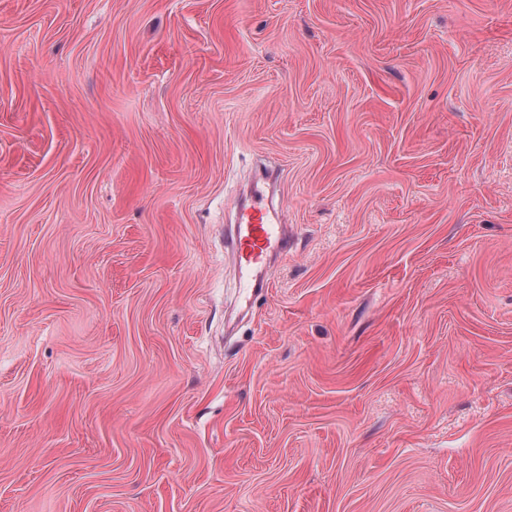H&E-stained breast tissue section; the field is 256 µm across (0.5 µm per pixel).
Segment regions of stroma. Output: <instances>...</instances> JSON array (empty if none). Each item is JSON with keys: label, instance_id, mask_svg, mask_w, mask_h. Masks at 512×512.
<instances>
[{"label": "stroma", "instance_id": "stroma-1", "mask_svg": "<svg viewBox=\"0 0 512 512\" xmlns=\"http://www.w3.org/2000/svg\"><path fill=\"white\" fill-rule=\"evenodd\" d=\"M0 512H512V0H0ZM264 190L255 185L242 204L232 243L249 288H266L269 265L288 252V224L273 214Z\"/></svg>", "mask_w": 512, "mask_h": 512}]
</instances>
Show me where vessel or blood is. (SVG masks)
Segmentation results:
<instances>
[{"instance_id":"obj_1","label":"vessel or blood","mask_w":512,"mask_h":512,"mask_svg":"<svg viewBox=\"0 0 512 512\" xmlns=\"http://www.w3.org/2000/svg\"><path fill=\"white\" fill-rule=\"evenodd\" d=\"M290 235L284 220L273 214L262 188H252L242 204L232 240L239 269L250 288L268 285L270 264L288 250Z\"/></svg>"}]
</instances>
